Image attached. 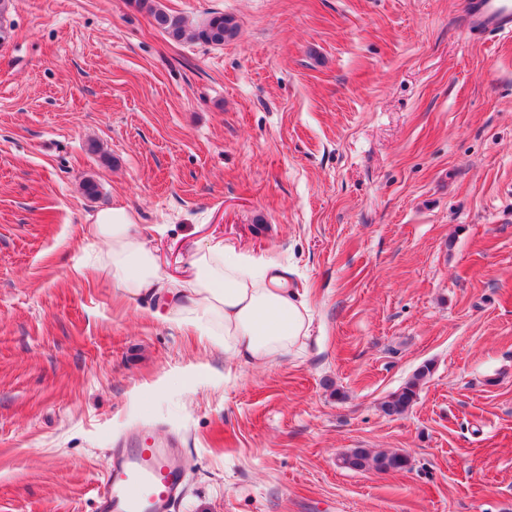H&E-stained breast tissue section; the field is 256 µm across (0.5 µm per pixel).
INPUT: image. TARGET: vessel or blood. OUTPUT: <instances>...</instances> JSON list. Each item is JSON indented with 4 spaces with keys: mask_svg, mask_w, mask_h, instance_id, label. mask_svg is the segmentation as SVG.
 Listing matches in <instances>:
<instances>
[{
    "mask_svg": "<svg viewBox=\"0 0 512 512\" xmlns=\"http://www.w3.org/2000/svg\"><path fill=\"white\" fill-rule=\"evenodd\" d=\"M460 27L473 41L512 38V0H464ZM108 474L95 488L96 512H169L184 489L180 448L141 433L132 448H117Z\"/></svg>",
    "mask_w": 512,
    "mask_h": 512,
    "instance_id": "1",
    "label": "vessel or blood"
}]
</instances>
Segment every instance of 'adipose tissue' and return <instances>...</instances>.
I'll list each match as a JSON object with an SVG mask.
<instances>
[{
    "label": "adipose tissue",
    "instance_id": "obj_1",
    "mask_svg": "<svg viewBox=\"0 0 512 512\" xmlns=\"http://www.w3.org/2000/svg\"><path fill=\"white\" fill-rule=\"evenodd\" d=\"M88 232L104 244L97 262L122 297L160 300L170 322L213 349L261 366L302 351L313 312L270 260L213 243L194 255L189 279L171 284L125 208L99 210Z\"/></svg>",
    "mask_w": 512,
    "mask_h": 512
}]
</instances>
